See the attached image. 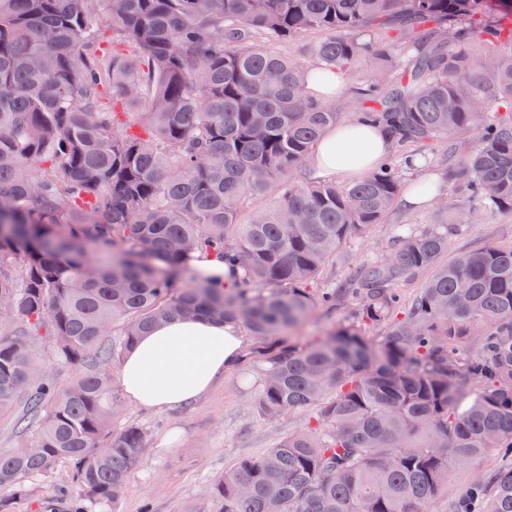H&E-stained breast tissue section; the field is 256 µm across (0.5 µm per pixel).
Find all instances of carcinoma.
Wrapping results in <instances>:
<instances>
[{"instance_id": "1", "label": "carcinoma", "mask_w": 512, "mask_h": 512, "mask_svg": "<svg viewBox=\"0 0 512 512\" xmlns=\"http://www.w3.org/2000/svg\"><path fill=\"white\" fill-rule=\"evenodd\" d=\"M97 2L0 0V410L23 393L18 426L38 429L0 455V487L29 501L25 479L69 463L72 482L40 512L119 499L147 432L107 429L122 403L114 368L156 324L198 315L275 338L255 408L305 417L212 483L204 512H422L450 471L512 456V245L440 265L448 225L404 229L385 259L319 286L427 158L401 151L348 186L291 181L340 113L309 93L300 64L256 41L324 31L313 55L341 72L371 51L413 52L408 70L353 88L367 104L357 119L397 147L446 145L462 183L453 209L470 223L512 213V4L488 20L489 0H107L103 16ZM476 38L496 69L460 52ZM133 102L147 108L137 127ZM464 129L478 130L468 150L451 139ZM272 192L242 223V204ZM208 258L234 282L195 267ZM428 269L405 301L397 284ZM316 303L349 314L303 343L292 332ZM33 336L79 378H38ZM448 512H512V467Z\"/></svg>"}]
</instances>
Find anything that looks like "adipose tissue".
Here are the masks:
<instances>
[{"instance_id":"adipose-tissue-1","label":"adipose tissue","mask_w":512,"mask_h":512,"mask_svg":"<svg viewBox=\"0 0 512 512\" xmlns=\"http://www.w3.org/2000/svg\"><path fill=\"white\" fill-rule=\"evenodd\" d=\"M346 124L330 127L310 160L323 177L348 181L377 169L393 150L381 126L365 125L347 142ZM245 347L240 328L207 317L157 324L138 337L120 368L125 396L146 408L176 409L206 394L236 367Z\"/></svg>"}]
</instances>
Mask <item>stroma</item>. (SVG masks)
<instances>
[{
  "mask_svg": "<svg viewBox=\"0 0 512 512\" xmlns=\"http://www.w3.org/2000/svg\"><path fill=\"white\" fill-rule=\"evenodd\" d=\"M400 57L360 58L347 78V87L332 101L343 119H351L361 108L352 92L361 81L383 71L401 70ZM452 212L440 204L407 207L396 200L384 224L365 239L348 244L336 262L321 276L328 286L350 277L360 266L380 260L392 248L395 228L400 224L415 229L454 223ZM512 244V214L491 213L483 220L463 225L448 236L444 261L473 252L489 244ZM260 358L246 361L244 368L225 372L210 391L178 410L150 409L125 402L117 423L134 422L149 433L148 448L132 470L123 496L107 505V512H142L151 505L153 512H195L205 491L244 458L259 454L303 425L300 416L267 421L255 411L252 400L262 385ZM502 465L497 453H489L466 471L451 473L448 488L429 501L424 512H448L449 504L474 481L488 476Z\"/></svg>",
  "mask_w": 512,
  "mask_h": 512,
  "instance_id": "1",
  "label": "stroma"
}]
</instances>
